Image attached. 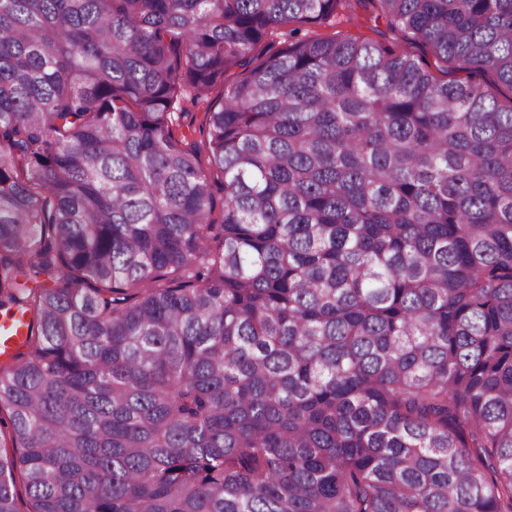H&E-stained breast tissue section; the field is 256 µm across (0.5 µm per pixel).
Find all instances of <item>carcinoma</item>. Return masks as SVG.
Listing matches in <instances>:
<instances>
[{
  "label": "carcinoma",
  "instance_id": "1",
  "mask_svg": "<svg viewBox=\"0 0 512 512\" xmlns=\"http://www.w3.org/2000/svg\"><path fill=\"white\" fill-rule=\"evenodd\" d=\"M486 75L512 0H0V512H512ZM313 31L314 33H320L325 35L338 34H363L364 37L372 39L374 41L384 42L391 45L397 52L410 53L421 55L427 51L426 48L418 43H415L411 38L399 34L397 32H390L386 26V22L383 18L375 20L371 16L370 11H360L357 20H347L346 16L337 15L336 22L332 26L311 28L309 25L301 26V33Z\"/></svg>",
  "mask_w": 512,
  "mask_h": 512
}]
</instances>
